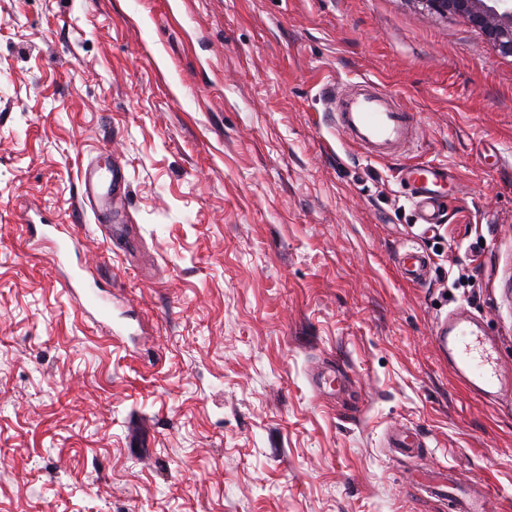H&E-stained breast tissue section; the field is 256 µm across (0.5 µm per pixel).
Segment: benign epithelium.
<instances>
[{"mask_svg":"<svg viewBox=\"0 0 512 512\" xmlns=\"http://www.w3.org/2000/svg\"><path fill=\"white\" fill-rule=\"evenodd\" d=\"M439 15L466 18L505 56H512V0H420Z\"/></svg>","mask_w":512,"mask_h":512,"instance_id":"7a95c632","label":"benign epithelium"}]
</instances>
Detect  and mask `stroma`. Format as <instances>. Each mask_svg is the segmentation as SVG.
Instances as JSON below:
<instances>
[{
  "label": "stroma",
  "instance_id": "stroma-1",
  "mask_svg": "<svg viewBox=\"0 0 512 512\" xmlns=\"http://www.w3.org/2000/svg\"><path fill=\"white\" fill-rule=\"evenodd\" d=\"M364 80L416 114L400 158L336 136L321 90ZM104 153L130 186L98 225L77 172ZM427 160L457 178L430 231L397 178ZM31 208L74 226L124 336ZM461 306L499 397L434 339ZM447 468L512 512V57L420 0H0V512H448ZM31 230L38 242L51 246L52 259L58 266L69 265L71 255H78L80 240L77 233H69L67 239H60L56 235L57 224H40L39 228L31 224ZM86 272L87 267L81 263L76 266L69 265L64 286L82 310L93 311L99 316L101 323L108 329V335L112 336L111 308L98 291L96 283L92 284L87 280ZM396 265L407 279L416 283L426 279L429 269L427 255L415 245H406L398 250Z\"/></svg>",
  "mask_w": 512,
  "mask_h": 512
}]
</instances>
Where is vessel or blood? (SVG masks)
Returning a JSON list of instances; mask_svg holds the SVG:
<instances>
[{
	"label": "vessel or blood",
	"mask_w": 512,
	"mask_h": 512,
	"mask_svg": "<svg viewBox=\"0 0 512 512\" xmlns=\"http://www.w3.org/2000/svg\"><path fill=\"white\" fill-rule=\"evenodd\" d=\"M328 103L333 110L336 134L356 147L370 159H385L403 154L413 136L414 115L391 96L381 93L371 82H363L353 95L330 92ZM80 184L79 209H90L94 217L122 206L128 185L122 166H114L110 174H102L95 163H87L78 171ZM455 175L448 165L420 162L403 166L400 183L405 188L419 223L436 225L444 218V200L441 189L453 184ZM57 227L43 224L33 228L38 242L49 244L54 262L67 267L64 286L82 310L95 312L104 326H111V308L97 286L86 278L84 265H71L70 257L78 253L77 233L59 238ZM396 264L409 280H425L429 261L416 246H403L396 255ZM440 346L448 354V362L466 384L476 393L491 395L499 392L500 378L493 347L482 329L471 317L462 313L449 315L438 328ZM453 475L444 472L434 476L429 485L431 494L444 497L450 512H491L493 493L489 487L468 492L454 490Z\"/></svg>",
	"instance_id": "1"
}]
</instances>
